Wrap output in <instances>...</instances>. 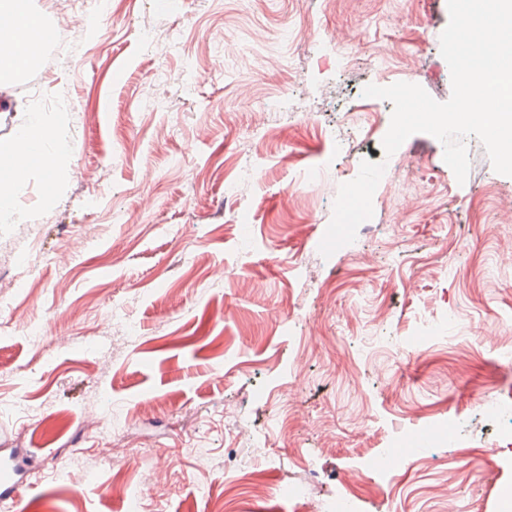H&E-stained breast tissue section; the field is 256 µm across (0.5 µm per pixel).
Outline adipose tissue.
Here are the masks:
<instances>
[{
	"mask_svg": "<svg viewBox=\"0 0 512 512\" xmlns=\"http://www.w3.org/2000/svg\"><path fill=\"white\" fill-rule=\"evenodd\" d=\"M23 0H0V16L12 20L7 30H0V72L15 70L34 61L46 34L41 17L25 9ZM36 150L37 164L53 174L69 151L66 140L54 137L48 116L27 113L16 130L11 145L0 148V223L11 224L20 219L18 187L21 176L15 175L14 164L19 154Z\"/></svg>",
	"mask_w": 512,
	"mask_h": 512,
	"instance_id": "ef3b65f1",
	"label": "adipose tissue"
}]
</instances>
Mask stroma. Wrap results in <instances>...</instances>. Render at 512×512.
Listing matches in <instances>:
<instances>
[{
	"mask_svg": "<svg viewBox=\"0 0 512 512\" xmlns=\"http://www.w3.org/2000/svg\"><path fill=\"white\" fill-rule=\"evenodd\" d=\"M70 19L0 111V146L30 109L63 114L70 145L52 178L28 167L25 219L0 224V449H38L36 470L83 462L28 481L27 512H126L104 491L120 468L157 472L144 512H211L244 468L268 479L239 512H297V457L323 501L382 448L399 483L369 489L362 512H506L512 412L483 400L492 378L512 392V356L486 342L512 339V177L473 136L462 183L431 135L385 156L393 105L362 95L408 82L450 98L447 0H339L332 15L321 0H94ZM365 160L386 164L374 214L323 258L338 187ZM431 322L447 334L416 345ZM290 402L304 417L287 441L270 410ZM432 428L429 472L469 467L473 447L488 458L436 501L402 444ZM199 441L204 467L187 453Z\"/></svg>",
	"mask_w": 512,
	"mask_h": 512,
	"instance_id": "35a3bbf8",
	"label": "stroma"
}]
</instances>
